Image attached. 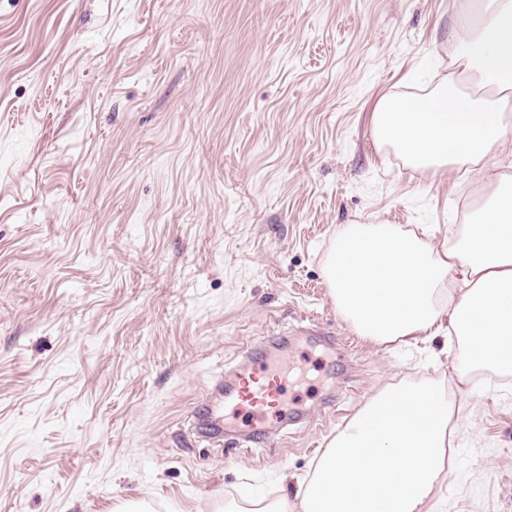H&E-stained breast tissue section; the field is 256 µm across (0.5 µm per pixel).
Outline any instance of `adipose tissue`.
<instances>
[{"mask_svg":"<svg viewBox=\"0 0 512 512\" xmlns=\"http://www.w3.org/2000/svg\"><path fill=\"white\" fill-rule=\"evenodd\" d=\"M448 73L424 94L382 98L378 149L436 172H478V207L441 241L401 224H347L323 263L337 312L382 347L453 332V371L512 375V175L493 158L512 135V0L477 7L448 40ZM452 405L431 384L383 386L325 448L294 499L258 512H443L435 488Z\"/></svg>","mask_w":512,"mask_h":512,"instance_id":"ef3b65f1","label":"adipose tissue"}]
</instances>
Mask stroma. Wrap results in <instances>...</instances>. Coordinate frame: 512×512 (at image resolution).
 <instances>
[{
    "instance_id": "stroma-1",
    "label": "stroma",
    "mask_w": 512,
    "mask_h": 512,
    "mask_svg": "<svg viewBox=\"0 0 512 512\" xmlns=\"http://www.w3.org/2000/svg\"><path fill=\"white\" fill-rule=\"evenodd\" d=\"M466 0H0V512H224L295 496L385 384L450 379L339 315L345 224L465 220L474 172L378 154ZM310 370L267 435L226 380ZM448 512H512V377L450 422Z\"/></svg>"
}]
</instances>
